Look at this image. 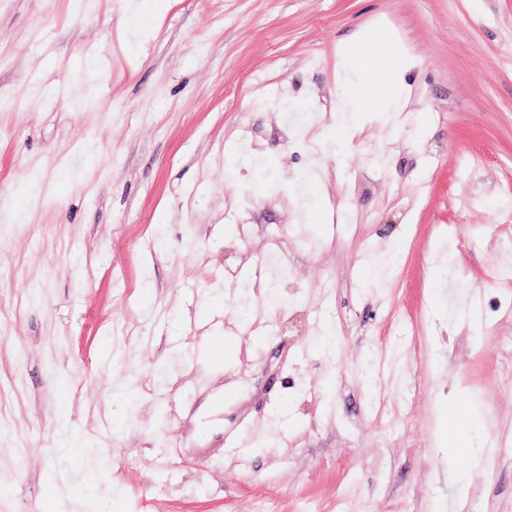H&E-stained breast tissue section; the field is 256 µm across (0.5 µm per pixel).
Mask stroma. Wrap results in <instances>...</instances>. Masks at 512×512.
I'll return each instance as SVG.
<instances>
[{"label":"stroma","instance_id":"obj_1","mask_svg":"<svg viewBox=\"0 0 512 512\" xmlns=\"http://www.w3.org/2000/svg\"><path fill=\"white\" fill-rule=\"evenodd\" d=\"M125 11L0 0V512H512V0ZM375 55L380 59V66L375 69H367L368 87L352 94L355 98V108L349 110L345 105L339 108L340 122L346 130L355 131L360 123V114L376 113L382 118L385 112H389L379 106L380 100L388 103H399L404 91V73L410 66V61L395 43L391 40L380 42L367 51L354 58L357 67H364L365 58Z\"/></svg>","mask_w":512,"mask_h":512}]
</instances>
